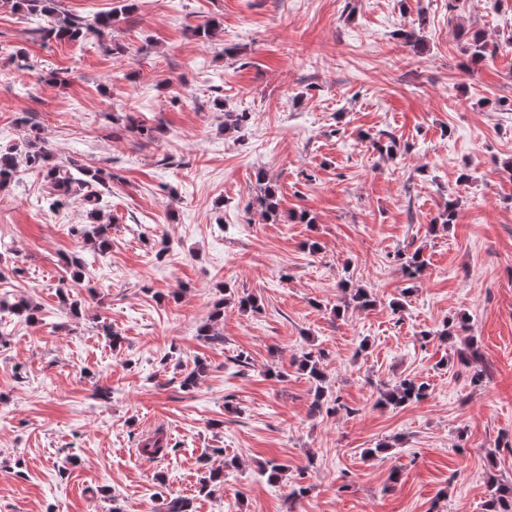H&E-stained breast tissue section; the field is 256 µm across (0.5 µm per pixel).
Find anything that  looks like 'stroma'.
I'll return each mask as SVG.
<instances>
[{
    "mask_svg": "<svg viewBox=\"0 0 512 512\" xmlns=\"http://www.w3.org/2000/svg\"><path fill=\"white\" fill-rule=\"evenodd\" d=\"M44 25L0 0V150L37 135L111 172L112 246L83 237L80 194L49 209L27 166L0 189V297L39 308L0 312V512H162L171 495L192 512H485L489 479L512 484V0H136L99 39ZM412 26L415 48L398 35ZM476 30L499 50L470 68ZM228 112L248 118L228 132ZM417 249L409 293L396 255ZM345 280L374 306L344 308ZM219 302L217 345L198 330ZM310 349L338 413H310L293 364ZM405 378L427 397L379 404ZM158 428L161 462L136 452ZM205 458L224 469L208 497Z\"/></svg>",
    "mask_w": 512,
    "mask_h": 512,
    "instance_id": "stroma-1",
    "label": "stroma"
}]
</instances>
